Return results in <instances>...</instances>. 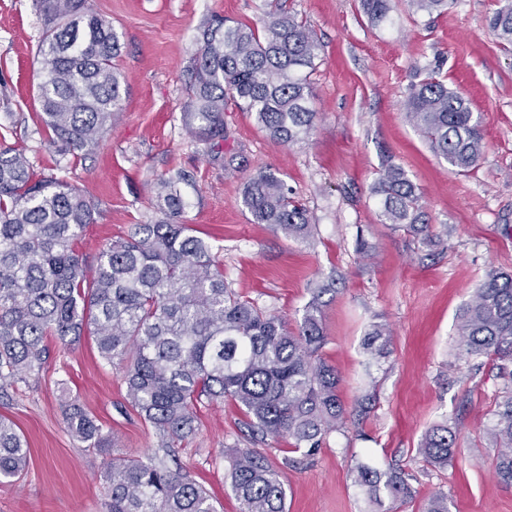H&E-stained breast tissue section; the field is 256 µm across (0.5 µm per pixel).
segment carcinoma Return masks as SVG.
Returning <instances> with one entry per match:
<instances>
[{
  "mask_svg": "<svg viewBox=\"0 0 512 512\" xmlns=\"http://www.w3.org/2000/svg\"><path fill=\"white\" fill-rule=\"evenodd\" d=\"M86 0H34L44 19L39 45L44 80L38 86L50 142L63 153L98 144L105 124L121 110L120 41L112 22L88 11ZM414 14L448 11L451 0H407ZM393 0H359L369 26L393 24ZM503 48L512 47V0L489 19ZM319 45L306 21L276 2L261 25H207L198 38L193 109L185 125L195 139H224V112L232 104L254 117L272 140L292 145L315 127L310 75ZM404 114L434 153L457 174L476 167L486 152L479 117L464 96L432 70L410 84ZM178 173L155 184L163 218L137 224L89 262L78 249L93 209L77 188L38 175L25 153L0 147V393L39 378L49 357L47 340L94 338L104 363L122 370L127 403L159 434L163 454L104 463L108 512H217L210 494L167 459L175 444L195 432L197 409L226 399L252 421L255 441L286 435L291 453L313 454L346 418L336 371L319 357L325 343L322 297L331 285L311 289L296 328L237 295L224 281L212 246L177 221L185 208ZM381 223L421 233L420 192L407 172L385 163L371 187ZM242 203L258 224L307 240L311 216L273 171L249 178ZM457 348L484 357L503 379L486 433L497 448L495 475L512 484V274L490 271L456 320ZM386 328L365 335L364 351L382 353ZM71 437L98 455L115 445L81 406L65 402ZM455 432L436 425L418 451L445 466ZM231 489L239 512H285L286 493L263 452L227 448ZM29 449L13 423L0 417V480L21 477ZM356 483L380 507L409 499L411 488L395 470L366 463Z\"/></svg>",
  "mask_w": 512,
  "mask_h": 512,
  "instance_id": "carcinoma-1",
  "label": "carcinoma"
}]
</instances>
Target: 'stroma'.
I'll list each match as a JSON object with an SVG mask.
<instances>
[{"mask_svg": "<svg viewBox=\"0 0 512 512\" xmlns=\"http://www.w3.org/2000/svg\"><path fill=\"white\" fill-rule=\"evenodd\" d=\"M502 3L453 0L430 20L396 0L394 26L374 30L358 0H286L320 45L311 76L316 126L306 142L287 146L233 107L215 144L192 138L184 123L200 29L217 16L258 24L265 0H88L120 39L123 109L98 147L65 154L38 116L44 20L33 0H0V146L24 149L36 171L85 193L94 221L81 252L95 256L133 225L157 221L154 184L182 171L181 221L211 244L239 295L293 327L315 283L335 278L323 298L321 355L341 379L348 416L314 456L292 466L284 462L288 437L263 444L286 490L287 512H370L352 471L358 460L402 470L413 496L397 512H426L439 493L449 512H512V485L497 479V450L485 434L501 381L491 365L473 370L455 342L456 316L486 273L512 272V52L488 24ZM435 63L482 121L487 152L464 175L403 114L417 69ZM387 158L417 185L437 244L381 223L370 186ZM267 168L309 210L313 238H288L243 207L247 180ZM375 324L390 336L385 355L371 359L362 341ZM125 391L121 372L100 360L91 337L52 345L38 383L17 384L0 400V415L31 452L24 475L0 484V512H107L103 459L73 441L61 398L112 431L113 456L142 457L159 437L126 404ZM369 393L373 409L355 416ZM245 420L229 400L201 407L195 435L179 446L182 472L210 493L218 512H238L224 451L249 447ZM443 423L457 439L448 466L437 468L418 448Z\"/></svg>", "mask_w": 512, "mask_h": 512, "instance_id": "1", "label": "stroma"}]
</instances>
